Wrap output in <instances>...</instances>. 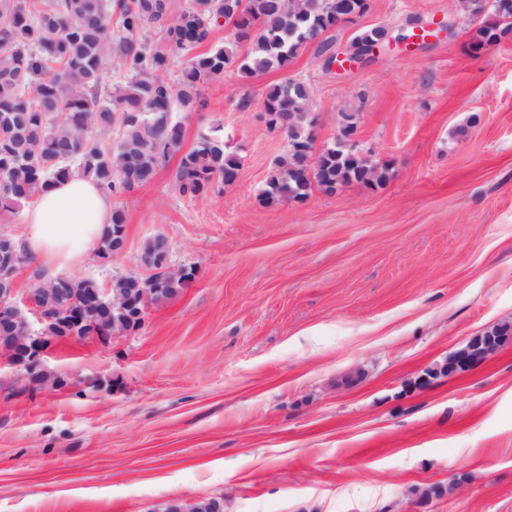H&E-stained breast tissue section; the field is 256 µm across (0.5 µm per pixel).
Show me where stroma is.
I'll return each instance as SVG.
<instances>
[{
  "mask_svg": "<svg viewBox=\"0 0 512 512\" xmlns=\"http://www.w3.org/2000/svg\"><path fill=\"white\" fill-rule=\"evenodd\" d=\"M416 25L410 48L329 60ZM478 25L459 0H370L288 68H227L204 111L174 113L187 149L220 127L237 178L191 199L171 156L112 200L124 251L69 273L140 274L160 234L196 276L137 329L52 341L39 376L0 363V512H512V342L447 370L512 323V38L473 51ZM289 78L318 144L353 115L383 185L262 200L288 150L265 91ZM508 340L509 336H501L499 330H487L473 336L448 359V372L453 374L469 370L494 354Z\"/></svg>",
  "mask_w": 512,
  "mask_h": 512,
  "instance_id": "35a3bbf8",
  "label": "stroma"
}]
</instances>
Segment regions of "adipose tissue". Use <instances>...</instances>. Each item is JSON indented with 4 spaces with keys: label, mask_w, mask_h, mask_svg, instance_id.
Masks as SVG:
<instances>
[{
    "label": "adipose tissue",
    "mask_w": 512,
    "mask_h": 512,
    "mask_svg": "<svg viewBox=\"0 0 512 512\" xmlns=\"http://www.w3.org/2000/svg\"><path fill=\"white\" fill-rule=\"evenodd\" d=\"M112 197L94 181L73 176L55 184L22 213L25 251L58 271L79 262L97 243Z\"/></svg>",
    "instance_id": "obj_1"
}]
</instances>
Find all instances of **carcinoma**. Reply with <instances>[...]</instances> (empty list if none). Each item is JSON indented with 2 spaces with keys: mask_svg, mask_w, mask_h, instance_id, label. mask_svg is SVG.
Wrapping results in <instances>:
<instances>
[{
  "mask_svg": "<svg viewBox=\"0 0 512 512\" xmlns=\"http://www.w3.org/2000/svg\"><path fill=\"white\" fill-rule=\"evenodd\" d=\"M498 3L501 21L479 26L474 47L512 35V0ZM338 7L361 15L368 0H244L235 18L224 0H188L178 10L172 0H0V212H20L75 172L113 195H132L181 147L183 127L173 121V109L197 111L201 88L235 63L245 74L287 68L303 46L336 27ZM223 22L232 23L236 41L248 42L250 53L241 60L229 47L195 54L179 80L168 78L169 52L198 48ZM264 107L269 128L288 136L266 201L385 180V165L341 143L312 158L315 134L302 82L271 86ZM240 165L215 128L181 156L175 184L183 196H204L217 182H233ZM125 221L123 210H112L93 256L112 253V231ZM194 275L167 281L157 300L175 296ZM36 277L38 287L59 289L51 301L61 313L99 287L87 278ZM101 314L86 308L78 336L93 335Z\"/></svg>",
  "mask_w": 512,
  "mask_h": 512,
  "instance_id": "obj_1",
  "label": "carcinoma"
}]
</instances>
